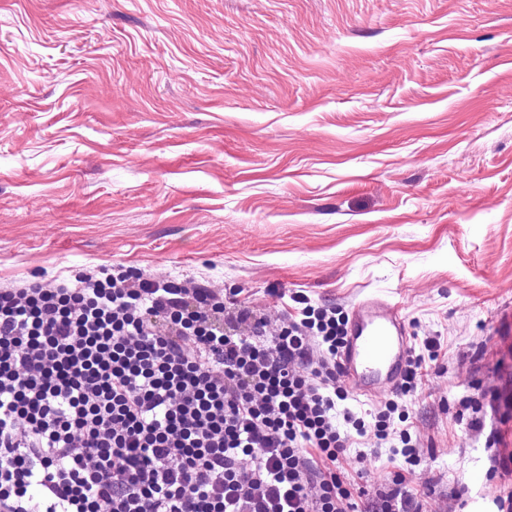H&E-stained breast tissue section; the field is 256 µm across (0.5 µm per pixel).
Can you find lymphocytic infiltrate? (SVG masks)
Masks as SVG:
<instances>
[{"label":"lymphocytic infiltrate","instance_id":"obj_1","mask_svg":"<svg viewBox=\"0 0 512 512\" xmlns=\"http://www.w3.org/2000/svg\"><path fill=\"white\" fill-rule=\"evenodd\" d=\"M129 270L0 289V512L359 510L339 474L345 339Z\"/></svg>","mask_w":512,"mask_h":512}]
</instances>
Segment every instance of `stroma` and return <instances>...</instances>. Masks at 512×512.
Segmentation results:
<instances>
[{
    "mask_svg": "<svg viewBox=\"0 0 512 512\" xmlns=\"http://www.w3.org/2000/svg\"><path fill=\"white\" fill-rule=\"evenodd\" d=\"M128 267L395 305L421 462L349 392L353 489L512 512V0H0V288ZM388 417H381V419L377 420L375 423L374 435L377 441L382 444V442H387L391 439L392 436H395L398 433L399 439L404 447L399 451L398 448L393 447V452L395 455L401 454L404 458L403 460V469L406 468L408 470L409 466H415L418 464L419 459V451L418 448H413L410 445L411 436L407 429H401L399 432L395 427H392L390 422L387 420Z\"/></svg>",
    "mask_w": 512,
    "mask_h": 512,
    "instance_id": "1",
    "label": "stroma"
}]
</instances>
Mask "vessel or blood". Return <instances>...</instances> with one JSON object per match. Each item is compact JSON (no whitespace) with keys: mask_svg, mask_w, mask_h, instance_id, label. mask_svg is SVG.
<instances>
[{"mask_svg":"<svg viewBox=\"0 0 512 512\" xmlns=\"http://www.w3.org/2000/svg\"><path fill=\"white\" fill-rule=\"evenodd\" d=\"M342 372L362 394L397 389L409 359L405 323L396 306L371 298L351 311Z\"/></svg>","mask_w":512,"mask_h":512,"instance_id":"vessel-or-blood-1","label":"vessel or blood"}]
</instances>
